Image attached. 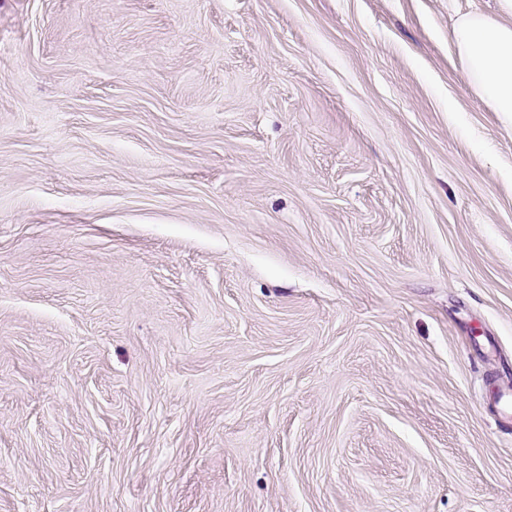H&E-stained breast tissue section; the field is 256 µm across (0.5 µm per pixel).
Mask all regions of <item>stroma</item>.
<instances>
[{"mask_svg":"<svg viewBox=\"0 0 512 512\" xmlns=\"http://www.w3.org/2000/svg\"><path fill=\"white\" fill-rule=\"evenodd\" d=\"M496 0H0V512H512ZM512 1L498 0L495 17L461 15L453 29L466 83L496 112L512 115Z\"/></svg>","mask_w":512,"mask_h":512,"instance_id":"1","label":"stroma"}]
</instances>
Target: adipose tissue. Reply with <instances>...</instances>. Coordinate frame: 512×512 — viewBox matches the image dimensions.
I'll list each match as a JSON object with an SVG mask.
<instances>
[{
    "instance_id": "adipose-tissue-1",
    "label": "adipose tissue",
    "mask_w": 512,
    "mask_h": 512,
    "mask_svg": "<svg viewBox=\"0 0 512 512\" xmlns=\"http://www.w3.org/2000/svg\"><path fill=\"white\" fill-rule=\"evenodd\" d=\"M466 83L494 111L512 113V0H498V12L461 15L453 29Z\"/></svg>"
}]
</instances>
